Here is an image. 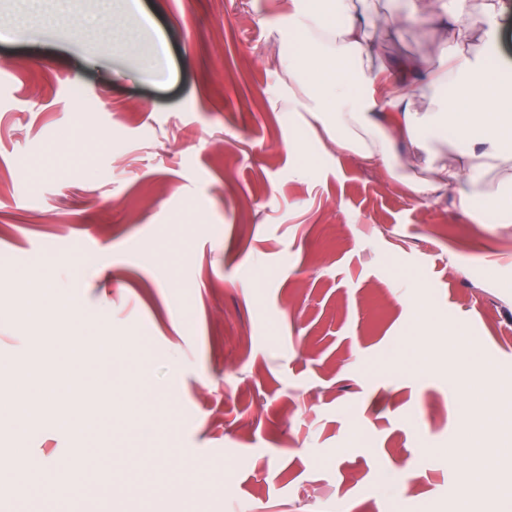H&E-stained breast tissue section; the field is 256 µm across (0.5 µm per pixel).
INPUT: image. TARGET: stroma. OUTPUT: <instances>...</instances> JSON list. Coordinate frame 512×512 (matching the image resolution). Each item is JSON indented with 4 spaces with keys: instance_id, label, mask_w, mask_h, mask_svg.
<instances>
[{
    "instance_id": "obj_1",
    "label": "stroma",
    "mask_w": 512,
    "mask_h": 512,
    "mask_svg": "<svg viewBox=\"0 0 512 512\" xmlns=\"http://www.w3.org/2000/svg\"><path fill=\"white\" fill-rule=\"evenodd\" d=\"M112 2L0 0L32 31L0 37V400L26 422L0 423V462L45 465L6 512H75L64 473L92 512H453L458 365L444 337L423 364L403 284L512 376V224L475 223L452 188L419 202L349 154L304 170L265 61L282 0H142L168 48L161 82L121 57L118 38L152 45L113 36ZM504 2L491 48L482 0L461 30L396 22L408 0H355L381 61L453 45L510 84Z\"/></svg>"
}]
</instances>
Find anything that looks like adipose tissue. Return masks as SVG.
Segmentation results:
<instances>
[{"label": "adipose tissue", "mask_w": 512, "mask_h": 512, "mask_svg": "<svg viewBox=\"0 0 512 512\" xmlns=\"http://www.w3.org/2000/svg\"><path fill=\"white\" fill-rule=\"evenodd\" d=\"M284 19L271 61L286 77L290 114L322 130L319 154L352 153L393 174L403 151L431 156L437 144L453 145L459 165L409 178L410 192L429 201L453 186L460 208L477 222L512 224V85L498 82L484 59L452 51L436 64L419 58L374 67L372 25L353 0H289ZM415 95L432 99L434 108L412 111ZM489 165L503 168L507 186L482 206L473 187ZM408 305L414 324L430 338L448 337L449 352L462 360L456 390L467 417L459 443L469 455L461 472L469 492L455 512H476L480 498L512 512V383L473 357L460 322L433 318L422 289Z\"/></svg>", "instance_id": "ef3b65f1"}]
</instances>
